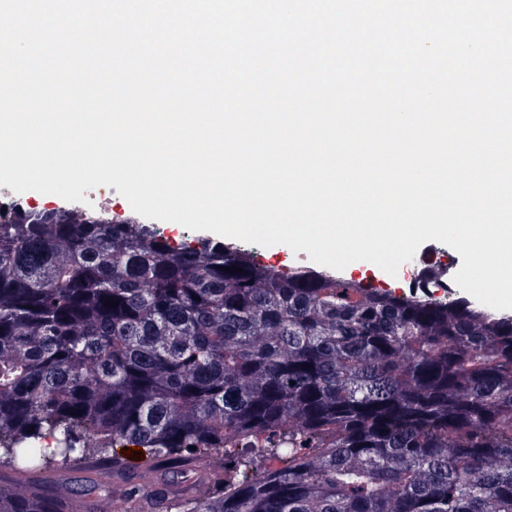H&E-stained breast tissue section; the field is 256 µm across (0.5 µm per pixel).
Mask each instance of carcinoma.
<instances>
[{
	"mask_svg": "<svg viewBox=\"0 0 512 512\" xmlns=\"http://www.w3.org/2000/svg\"><path fill=\"white\" fill-rule=\"evenodd\" d=\"M447 275L398 294L134 218L0 221V467L122 475L120 438L224 456L177 512H512V317L433 297ZM0 512L69 510L35 480Z\"/></svg>",
	"mask_w": 512,
	"mask_h": 512,
	"instance_id": "obj_1",
	"label": "carcinoma"
}]
</instances>
